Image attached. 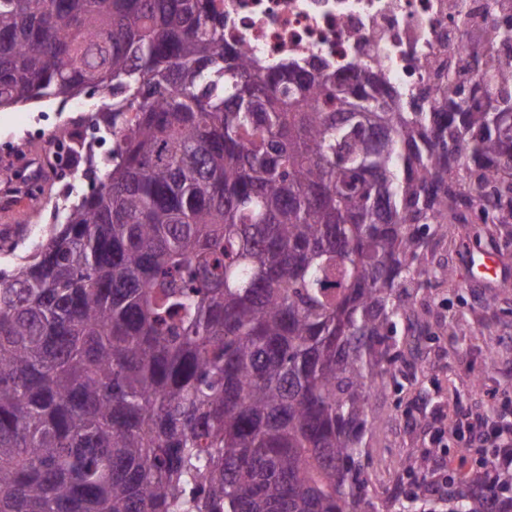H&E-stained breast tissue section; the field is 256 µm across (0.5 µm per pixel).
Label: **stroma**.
Returning <instances> with one entry per match:
<instances>
[{"label":"stroma","instance_id":"35a3bbf8","mask_svg":"<svg viewBox=\"0 0 512 512\" xmlns=\"http://www.w3.org/2000/svg\"><path fill=\"white\" fill-rule=\"evenodd\" d=\"M60 109L59 102L45 101L0 111V142L49 129ZM472 246L512 268V231L496 224L465 225L433 257L434 264L453 269L452 279L413 292L424 334L410 335L402 323L385 340L392 375L373 401L363 435L362 463L374 501L392 490L405 456L435 444L451 458H463L464 472L480 475V456L454 434V421L512 412V284L498 288L495 306L485 308L484 284L466 277ZM452 321L461 325L455 336L442 331Z\"/></svg>","mask_w":512,"mask_h":512}]
</instances>
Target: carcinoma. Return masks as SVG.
Masks as SVG:
<instances>
[{"label": "carcinoma", "instance_id": "obj_1", "mask_svg": "<svg viewBox=\"0 0 512 512\" xmlns=\"http://www.w3.org/2000/svg\"><path fill=\"white\" fill-rule=\"evenodd\" d=\"M487 103L224 47L212 0H0V109L94 84L98 183L0 270V512H512L427 453L373 502L363 431L431 240L512 224V62Z\"/></svg>", "mask_w": 512, "mask_h": 512}]
</instances>
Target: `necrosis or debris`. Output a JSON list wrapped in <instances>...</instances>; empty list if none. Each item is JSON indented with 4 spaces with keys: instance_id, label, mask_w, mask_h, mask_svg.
Listing matches in <instances>:
<instances>
[{
    "instance_id": "obj_1",
    "label": "necrosis or debris",
    "mask_w": 512,
    "mask_h": 512,
    "mask_svg": "<svg viewBox=\"0 0 512 512\" xmlns=\"http://www.w3.org/2000/svg\"><path fill=\"white\" fill-rule=\"evenodd\" d=\"M224 16V42L247 50L267 64L306 65L320 60L351 72L372 68L400 99H420L425 111H435L436 83L449 93L468 88L481 71L467 70L475 44L499 62L512 60V47L486 39L495 22L512 19V0H214ZM94 141L107 157L114 137L94 128L92 115L75 102L70 115L58 117L49 134L34 131L0 146V158L21 164L12 191L26 198L35 212L46 199L32 192L34 179L25 165L33 145H41L48 163L62 170L64 196L82 184L69 171L68 151L79 139Z\"/></svg>"
}]
</instances>
